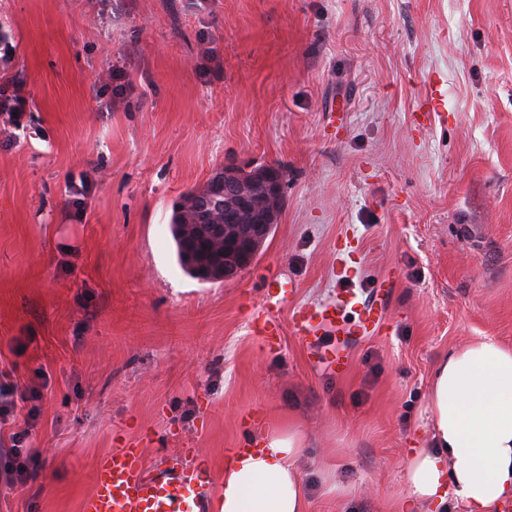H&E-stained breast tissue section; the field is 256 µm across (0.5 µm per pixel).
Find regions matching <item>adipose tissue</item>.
<instances>
[{
	"label": "adipose tissue",
	"instance_id": "obj_1",
	"mask_svg": "<svg viewBox=\"0 0 512 512\" xmlns=\"http://www.w3.org/2000/svg\"><path fill=\"white\" fill-rule=\"evenodd\" d=\"M428 411L430 449L408 451V492L398 512H502L512 503V347L481 341L436 366ZM224 465L219 512H305L295 430L252 437Z\"/></svg>",
	"mask_w": 512,
	"mask_h": 512
}]
</instances>
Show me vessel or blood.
Returning a JSON list of instances; mask_svg holds the SVG:
<instances>
[{
  "mask_svg": "<svg viewBox=\"0 0 512 512\" xmlns=\"http://www.w3.org/2000/svg\"><path fill=\"white\" fill-rule=\"evenodd\" d=\"M444 108L442 85L432 83L415 105L417 125L426 127L432 113ZM293 293L290 281L269 283L260 331L263 342L276 346L282 326H290L293 335L306 344L310 362L329 374L345 375L352 338L371 336L380 329L385 289L377 288L372 297L362 299L352 288H345L335 301L294 307L284 325L276 313ZM214 485L213 473L198 462L194 449H181L169 466L153 475L146 469L143 449L117 448L99 460L93 489L82 501L80 512H207Z\"/></svg>",
  "mask_w": 512,
  "mask_h": 512,
  "instance_id": "1",
  "label": "vessel or blood"
}]
</instances>
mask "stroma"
Segmentation results:
<instances>
[{
	"label": "stroma",
	"instance_id": "stroma-1",
	"mask_svg": "<svg viewBox=\"0 0 512 512\" xmlns=\"http://www.w3.org/2000/svg\"><path fill=\"white\" fill-rule=\"evenodd\" d=\"M0 31L26 101L0 112V371L48 380L35 423L0 427V465L21 428L39 452L0 512H80L123 446L223 475L257 421L304 434L307 512H395L438 361L512 346V0H0ZM435 78L448 109L415 131ZM267 164L284 204L256 263L185 273L176 204ZM346 239L356 288L394 284L336 378L253 320L274 277L333 300Z\"/></svg>",
	"mask_w": 512,
	"mask_h": 512
}]
</instances>
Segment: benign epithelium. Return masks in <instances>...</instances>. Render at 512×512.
Masks as SVG:
<instances>
[{
    "instance_id": "1",
    "label": "benign epithelium",
    "mask_w": 512,
    "mask_h": 512,
    "mask_svg": "<svg viewBox=\"0 0 512 512\" xmlns=\"http://www.w3.org/2000/svg\"><path fill=\"white\" fill-rule=\"evenodd\" d=\"M284 190L276 165L226 166L192 193L190 204L180 203L177 211L185 218L171 229L180 240L201 246L186 257L195 276L225 282L249 269L278 223Z\"/></svg>"
}]
</instances>
